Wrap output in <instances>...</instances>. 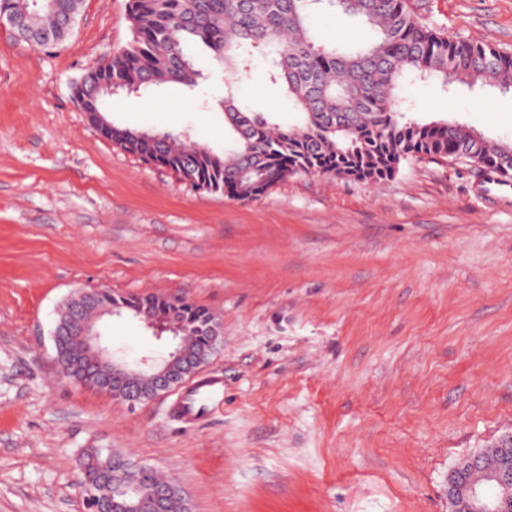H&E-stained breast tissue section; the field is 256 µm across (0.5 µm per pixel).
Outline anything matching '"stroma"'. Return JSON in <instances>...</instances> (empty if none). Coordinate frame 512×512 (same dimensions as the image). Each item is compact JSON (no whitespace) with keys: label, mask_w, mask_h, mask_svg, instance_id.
Here are the masks:
<instances>
[{"label":"stroma","mask_w":512,"mask_h":512,"mask_svg":"<svg viewBox=\"0 0 512 512\" xmlns=\"http://www.w3.org/2000/svg\"><path fill=\"white\" fill-rule=\"evenodd\" d=\"M424 24L512 52V0H407ZM131 38L127 0H81L56 48L0 19V512H82L81 456L113 448L191 512H450L448 474L512 432V190L450 160L391 178L302 174L249 202L102 137L71 96ZM241 98L294 123L262 67ZM411 117L512 143V92L416 83ZM109 120L224 146L211 95L125 90ZM209 309L198 378L128 406L58 381L50 331L75 288ZM114 352H165L125 315ZM222 378L199 412L179 407Z\"/></svg>","instance_id":"35a3bbf8"}]
</instances>
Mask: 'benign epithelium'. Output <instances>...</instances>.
<instances>
[{"mask_svg": "<svg viewBox=\"0 0 512 512\" xmlns=\"http://www.w3.org/2000/svg\"><path fill=\"white\" fill-rule=\"evenodd\" d=\"M100 290L75 288L70 302L82 309L94 301ZM76 336L86 354L95 364L94 373L107 378L105 382L91 383L75 377L70 362L60 354L53 358L58 377L69 383L109 394L113 399L130 406L149 401L167 393L194 376L204 365L200 361L186 370L179 367L187 361L186 337L168 336L165 342L168 355L161 359L144 358L132 365L116 359L91 324L78 318L65 329L59 327L51 333L53 347L63 333ZM501 457L493 468L482 467L481 457L473 455L462 465V475L448 479V502L452 512H512L505 506L504 490L512 488V433L497 441ZM142 466L123 461L106 481L108 487H95L81 483L80 495L85 512H170L178 503L186 502L182 488L174 483L142 487L131 481Z\"/></svg>", "mask_w": 512, "mask_h": 512, "instance_id": "obj_1", "label": "benign epithelium"}]
</instances>
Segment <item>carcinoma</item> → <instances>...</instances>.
<instances>
[{
  "label": "carcinoma",
  "mask_w": 512,
  "mask_h": 512,
  "mask_svg": "<svg viewBox=\"0 0 512 512\" xmlns=\"http://www.w3.org/2000/svg\"><path fill=\"white\" fill-rule=\"evenodd\" d=\"M5 1L25 22L19 36L38 46L62 42L79 8V0ZM323 3L363 21L375 39L361 46L317 42L310 18ZM128 19L131 40L86 69L72 97L102 136L148 164L180 172L198 189L249 201L296 175L376 182L412 159L450 158L512 175L511 144L455 120L408 119L399 96L404 84L432 79L512 91V53L450 39L422 24L405 0H128ZM195 45L209 51L213 72L199 68ZM257 58L299 114L297 124L283 128L239 102L230 82L219 99L228 131L221 151L183 132L121 126L106 117L110 81L130 90L167 83L193 90L224 71L242 75ZM99 307L137 320L168 319L185 331L192 359L211 351L213 314L206 308L106 289L81 318ZM59 348L78 373L90 370L76 341L63 338Z\"/></svg>",
  "instance_id": "cac0c4a2"
}]
</instances>
